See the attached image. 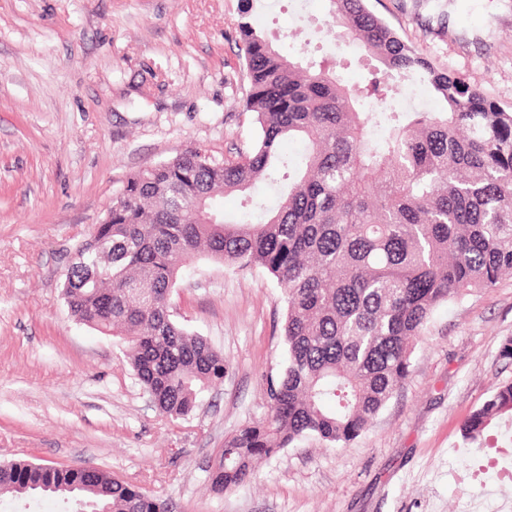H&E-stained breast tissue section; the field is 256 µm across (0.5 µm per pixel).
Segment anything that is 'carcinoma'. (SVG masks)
Returning <instances> with one entry per match:
<instances>
[{
  "instance_id": "cac0c4a2",
  "label": "carcinoma",
  "mask_w": 512,
  "mask_h": 512,
  "mask_svg": "<svg viewBox=\"0 0 512 512\" xmlns=\"http://www.w3.org/2000/svg\"><path fill=\"white\" fill-rule=\"evenodd\" d=\"M325 24L361 40L384 78L342 82L336 61L303 67L282 55L242 0L238 47L253 139L230 159L191 147L141 169L115 193L95 238L74 250L63 284L70 315L102 334L128 335L126 357L166 416L190 415L224 380V354L170 314L181 269L205 259L261 270L280 284L288 356L259 420L224 440L208 470L211 491L251 483L255 464L309 436L345 447L402 387L414 341L434 312L512 275V108L437 68L373 14L364 0H328ZM421 80L438 112L390 103ZM306 150L280 162L285 140ZM288 190L273 206L257 184ZM239 192L263 207L256 223L221 220L213 201ZM512 417V382L496 388L460 427L474 454L493 422ZM78 473L44 463L0 468V496L78 498L92 512H157L161 500L124 482L97 492Z\"/></svg>"
}]
</instances>
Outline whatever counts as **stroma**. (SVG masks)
<instances>
[{"instance_id": "35a3bbf8", "label": "stroma", "mask_w": 512, "mask_h": 512, "mask_svg": "<svg viewBox=\"0 0 512 512\" xmlns=\"http://www.w3.org/2000/svg\"><path fill=\"white\" fill-rule=\"evenodd\" d=\"M241 0H0V461L97 466L175 512H467L481 483L460 426L512 360V279L436 311L399 392L348 447L314 437L259 462L218 496L207 468L224 439L267 410L286 356L276 280L200 260L171 314L223 351L227 369L188 417L150 403L122 337L79 324L62 296L77 245L141 168L199 147L219 157L255 133L242 100ZM437 67L512 107V0H367ZM254 0L286 56L342 58L365 85V47L325 24L327 0Z\"/></svg>"}]
</instances>
